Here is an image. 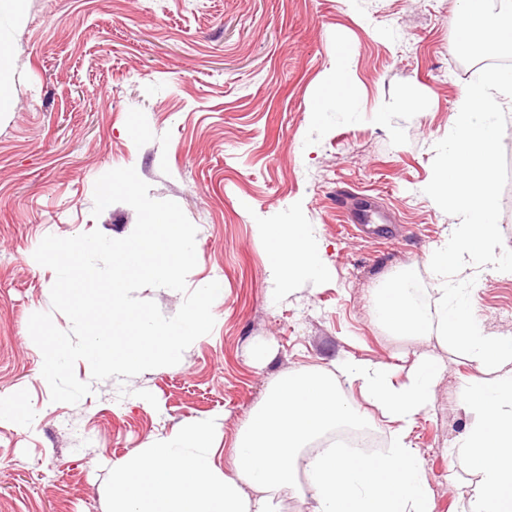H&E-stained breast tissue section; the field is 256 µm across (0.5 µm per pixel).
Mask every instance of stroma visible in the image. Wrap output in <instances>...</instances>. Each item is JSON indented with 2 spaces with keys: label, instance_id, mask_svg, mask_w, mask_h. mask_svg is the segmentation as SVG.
<instances>
[{
  "label": "stroma",
  "instance_id": "stroma-1",
  "mask_svg": "<svg viewBox=\"0 0 512 512\" xmlns=\"http://www.w3.org/2000/svg\"><path fill=\"white\" fill-rule=\"evenodd\" d=\"M458 11L457 0H27L22 16L0 19L14 57L13 106L0 112V398L23 396L35 415L30 426L0 420V512H107L109 471L195 419H217L215 460L232 474L239 433L281 374L351 359L402 378L424 354L442 372L409 439L433 512H459L460 492L479 483L455 449L476 420L460 379L481 369L437 330L393 335L371 315L373 288L391 276L411 277L428 308L441 297L428 256L454 218L423 189L478 74L454 52ZM339 62L352 88L342 109L325 84ZM121 167L196 226L187 287L219 283L215 325L179 364L125 381H92L76 364L91 394L55 402L28 321H70L33 253L48 235L128 236L131 206L92 214L96 180ZM341 189L392 215L384 238L348 227ZM264 224L312 225L330 277L277 291ZM461 276L476 280L472 311L487 330L512 336V275ZM312 452L298 453L277 512H311Z\"/></svg>",
  "mask_w": 512,
  "mask_h": 512
}]
</instances>
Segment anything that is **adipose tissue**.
<instances>
[{"mask_svg":"<svg viewBox=\"0 0 512 512\" xmlns=\"http://www.w3.org/2000/svg\"><path fill=\"white\" fill-rule=\"evenodd\" d=\"M266 235L279 285L297 277L319 281L328 276L322 244L309 225L275 224ZM372 312L398 335H422L439 325L443 340L459 344L481 366L482 376L461 382L463 404L478 419L457 446L480 475L477 489L460 494L461 512H512V336L488 332L459 288L446 291L441 311L431 313L417 301L407 279L377 288ZM337 369L366 401L398 422V435L395 448L375 457L326 448L309 458L312 512H432L423 463L406 438L433 400L441 373L437 359L419 358L400 385L383 364L350 360Z\"/></svg>","mask_w":512,"mask_h":512,"instance_id":"obj_1","label":"adipose tissue"}]
</instances>
